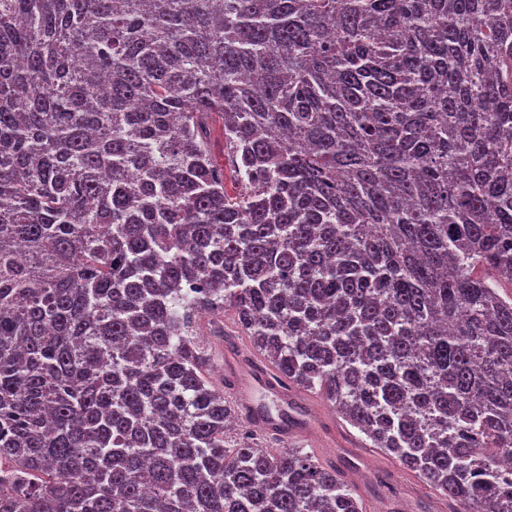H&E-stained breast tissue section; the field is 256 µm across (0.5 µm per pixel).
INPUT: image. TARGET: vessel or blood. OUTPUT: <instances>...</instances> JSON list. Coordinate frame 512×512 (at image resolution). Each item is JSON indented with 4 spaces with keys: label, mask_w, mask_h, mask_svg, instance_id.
<instances>
[{
    "label": "vessel or blood",
    "mask_w": 512,
    "mask_h": 512,
    "mask_svg": "<svg viewBox=\"0 0 512 512\" xmlns=\"http://www.w3.org/2000/svg\"><path fill=\"white\" fill-rule=\"evenodd\" d=\"M224 384L236 394L243 413L260 426L288 438L298 437L307 429L305 418L287 424L271 414V405L300 408L304 401L300 394L285 382L277 380L270 371L245 367L237 356L230 355L224 364Z\"/></svg>",
    "instance_id": "obj_1"
}]
</instances>
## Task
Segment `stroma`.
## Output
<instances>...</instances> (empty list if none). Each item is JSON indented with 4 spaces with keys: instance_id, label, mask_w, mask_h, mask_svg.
Segmentation results:
<instances>
[{
    "instance_id": "stroma-1",
    "label": "stroma",
    "mask_w": 512,
    "mask_h": 512,
    "mask_svg": "<svg viewBox=\"0 0 512 512\" xmlns=\"http://www.w3.org/2000/svg\"><path fill=\"white\" fill-rule=\"evenodd\" d=\"M304 399L318 423L292 447L311 452L326 466H336L361 502L363 512H386L385 500L402 498L399 512H434L435 492L398 461L370 447L368 441L334 411L324 397L305 393Z\"/></svg>"
}]
</instances>
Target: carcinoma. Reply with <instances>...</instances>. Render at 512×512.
Here are the masks:
<instances>
[{
    "mask_svg": "<svg viewBox=\"0 0 512 512\" xmlns=\"http://www.w3.org/2000/svg\"><path fill=\"white\" fill-rule=\"evenodd\" d=\"M505 282L512 0H0V512H363L225 446L203 311L512 512Z\"/></svg>",
    "mask_w": 512,
    "mask_h": 512,
    "instance_id": "obj_1",
    "label": "carcinoma"
}]
</instances>
